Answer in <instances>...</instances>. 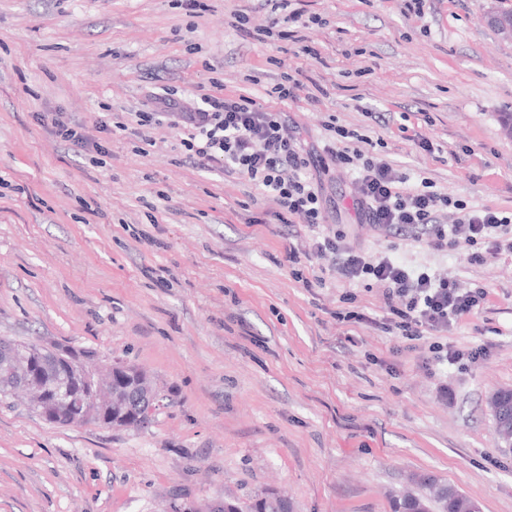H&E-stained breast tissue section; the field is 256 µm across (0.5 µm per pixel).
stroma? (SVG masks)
<instances>
[{"mask_svg": "<svg viewBox=\"0 0 512 512\" xmlns=\"http://www.w3.org/2000/svg\"><path fill=\"white\" fill-rule=\"evenodd\" d=\"M204 4L0 0V336L134 363L167 396L142 431L62 427L0 400V512H162L269 487L295 512H392L414 473L512 512V450L489 405L512 388V253L359 223L354 169L334 163L325 224L281 223L272 196L188 157L157 98L266 105L289 74L305 147L332 140L391 162L408 188L426 178L512 210V39L485 21L512 0H299L304 23L263 43L236 26H269L258 0ZM328 233L486 296L447 330L387 332L381 284L311 257ZM437 343L460 360L436 361Z\"/></svg>", "mask_w": 512, "mask_h": 512, "instance_id": "1", "label": "stroma"}]
</instances>
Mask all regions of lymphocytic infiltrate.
Listing matches in <instances>:
<instances>
[{"label":"lymphocytic infiltrate","instance_id":"lymphocytic-infiltrate-1","mask_svg":"<svg viewBox=\"0 0 512 512\" xmlns=\"http://www.w3.org/2000/svg\"><path fill=\"white\" fill-rule=\"evenodd\" d=\"M299 89L296 81L274 87L270 92L278 101L274 107L260 106L245 95H209L197 111L180 113L179 118L187 129L182 144L192 158L204 165L223 162L225 170L273 194L282 215L298 217L313 227L323 221L322 203L310 174L314 158L294 136L288 114L281 108L296 98ZM323 151L338 163L358 164L354 208L362 223L379 228L433 225L427 245L437 250L451 242L472 246L484 241L497 251L501 239L512 235L511 212L452 203L427 181L421 188L406 189V174L357 149L327 145ZM452 205L459 212L455 224L438 223V216ZM313 251L320 258L339 256L337 272L346 280L369 278L383 284L391 313L389 326L404 336L419 338L429 331L446 330L452 319L470 313L485 297L484 289L461 290L447 279L412 270L387 256L366 258L338 235L315 240Z\"/></svg>","mask_w":512,"mask_h":512}]
</instances>
